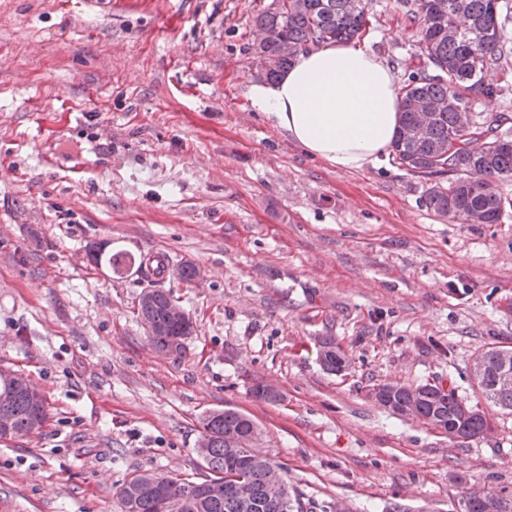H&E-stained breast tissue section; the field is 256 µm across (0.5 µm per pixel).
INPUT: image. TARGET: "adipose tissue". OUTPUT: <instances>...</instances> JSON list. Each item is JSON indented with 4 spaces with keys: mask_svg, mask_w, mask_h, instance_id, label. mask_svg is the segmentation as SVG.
Returning a JSON list of instances; mask_svg holds the SVG:
<instances>
[{
    "mask_svg": "<svg viewBox=\"0 0 512 512\" xmlns=\"http://www.w3.org/2000/svg\"><path fill=\"white\" fill-rule=\"evenodd\" d=\"M251 98L308 154L344 172L387 154L399 125L390 69L375 54L342 43L301 53L275 82L253 85Z\"/></svg>",
    "mask_w": 512,
    "mask_h": 512,
    "instance_id": "adipose-tissue-1",
    "label": "adipose tissue"
}]
</instances>
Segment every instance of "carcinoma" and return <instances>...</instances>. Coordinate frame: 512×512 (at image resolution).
I'll return each instance as SVG.
<instances>
[{"label": "carcinoma", "mask_w": 512, "mask_h": 512, "mask_svg": "<svg viewBox=\"0 0 512 512\" xmlns=\"http://www.w3.org/2000/svg\"><path fill=\"white\" fill-rule=\"evenodd\" d=\"M405 15L417 32L423 64L404 74L399 88L401 121L391 145L393 160L407 170L428 178L449 176L448 184L436 182L427 188L424 206L454 222L475 217L481 224H497L512 201L504 197L498 183L512 180V140L500 128L503 116L478 119L471 103L492 99L503 85L485 80L495 70L512 72V41L503 29L510 11L503 0H401ZM254 26L274 35L262 50L268 60L266 80L274 81L310 46L330 42H351L373 27L367 0H281L276 11L266 10L253 19ZM425 99L440 103L428 140L415 142L408 136L415 123L411 102ZM107 262L117 275L140 263L163 276L169 269L164 255L139 261L119 251ZM175 300L163 288H146L139 297L136 314L155 333L148 337L158 351L180 356L171 337L183 328L171 316ZM505 346H492L479 353L487 382L479 384L484 398L493 406L512 411V387L488 395V382L499 368V354ZM320 362L328 372L348 367L334 340L321 342ZM428 383L407 385L394 382L373 386L370 397L386 391L395 404L416 406V419L449 435L462 446L485 436L488 416L471 412L460 415V398L453 390L433 386L429 396L415 397ZM255 399L275 404L283 395L259 384L251 389ZM9 413L13 437L23 439L41 432L47 422L46 404L36 408L29 397L13 386L9 371H0V411ZM258 439V426L247 414L232 408L213 409L202 419L197 452L208 470L195 481L144 471L134 474L118 492L121 512H304L295 491L279 498L268 495V485L279 479L288 484L286 468L267 454L247 448H231L227 437ZM469 512H512V494L488 492L471 502Z\"/></svg>", "instance_id": "cac0c4a2"}]
</instances>
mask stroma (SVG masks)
Here are the masks:
<instances>
[{"label":"stroma","mask_w":512,"mask_h":512,"mask_svg":"<svg viewBox=\"0 0 512 512\" xmlns=\"http://www.w3.org/2000/svg\"><path fill=\"white\" fill-rule=\"evenodd\" d=\"M360 41L395 80L418 62L395 0ZM271 0H0V367L47 399L0 442V512H121L133 473L198 480L201 419L250 415L306 512H463L512 493V413L457 446L379 406L385 382L476 404L477 354L512 346V209L454 224L390 156L342 172L254 107L253 19ZM166 254L202 283L117 275L90 250ZM170 292L194 331L152 348L135 313ZM334 337L350 368L323 371ZM258 382L283 395L252 397Z\"/></svg>","instance_id":"stroma-1"}]
</instances>
